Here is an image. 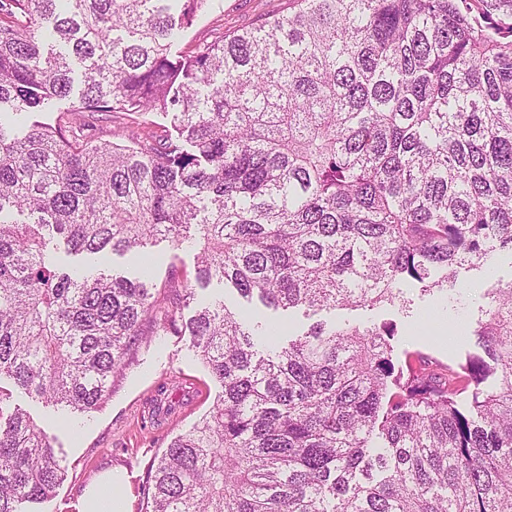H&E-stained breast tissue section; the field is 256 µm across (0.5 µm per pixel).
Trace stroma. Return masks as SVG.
Returning a JSON list of instances; mask_svg holds the SVG:
<instances>
[{
    "label": "stroma",
    "mask_w": 512,
    "mask_h": 512,
    "mask_svg": "<svg viewBox=\"0 0 512 512\" xmlns=\"http://www.w3.org/2000/svg\"><path fill=\"white\" fill-rule=\"evenodd\" d=\"M291 9L292 0H210L193 25L181 33L171 52L177 56L189 54L216 36L249 30L260 19L282 16ZM80 121L86 133L103 138L119 127L141 139L163 135L168 128L162 120L142 125L140 116L129 112L110 116L86 112ZM150 251L156 258L152 279L157 292L171 297L170 311L176 320H187L191 309L175 304L174 298L178 284L195 279L199 246L175 248L163 241L151 246ZM491 266L489 274L476 270L461 273L455 285L442 292L425 293L415 283H400L405 299L401 305L316 313L300 309L293 314L295 327L301 333L320 322L368 326L391 321L398 329L396 354L419 352L435 365H453L477 352L475 339L467 334L465 326L478 318L485 292L498 280L512 278V252H498ZM0 386L11 392L0 410L7 414L17 407L27 411L52 438L55 455L65 470L66 478L54 498L44 504V512H76L83 492L111 468L121 469L127 477L124 490L130 499V512H145V487L154 457L176 434L209 412L221 392L191 349L188 337L169 331L135 343L127 364L113 379L109 397L98 409L72 413L79 429L75 436L59 425L60 409L45 405L9 380L0 381ZM162 387L179 408L174 416L156 424L150 411Z\"/></svg>",
    "instance_id": "35a3bbf8"
}]
</instances>
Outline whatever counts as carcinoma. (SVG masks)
Listing matches in <instances>:
<instances>
[{"label": "carcinoma", "instance_id": "carcinoma-1", "mask_svg": "<svg viewBox=\"0 0 512 512\" xmlns=\"http://www.w3.org/2000/svg\"><path fill=\"white\" fill-rule=\"evenodd\" d=\"M297 2L175 57L207 0H0V377L88 412L144 320L178 330L148 266L62 272L47 236L101 258L198 237L196 282L283 311L442 290L512 251V0ZM75 63L74 113L173 133L36 119ZM183 330L222 393L158 457L149 512H512V279L482 353L440 372L399 360L393 322L279 344L221 301ZM7 398L0 512H27L65 472ZM79 121L84 124V131L87 134H91L94 137L107 138L111 131L116 127H124L134 137L143 140L147 138L150 140L151 135H164L167 129H170V125L160 118H153L154 125H141V118L137 114L131 112H118L112 113V116L102 114H90L82 113Z\"/></svg>", "mask_w": 512, "mask_h": 512}]
</instances>
